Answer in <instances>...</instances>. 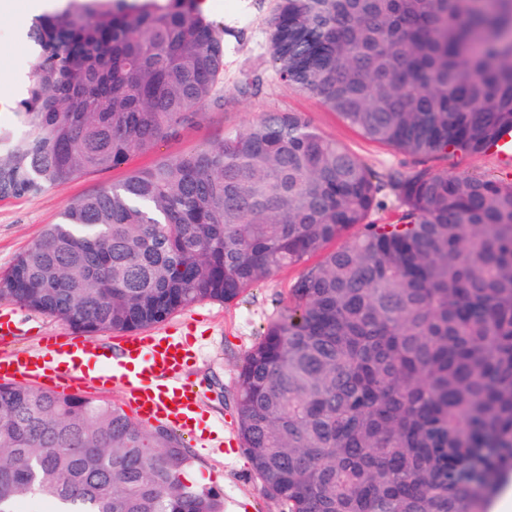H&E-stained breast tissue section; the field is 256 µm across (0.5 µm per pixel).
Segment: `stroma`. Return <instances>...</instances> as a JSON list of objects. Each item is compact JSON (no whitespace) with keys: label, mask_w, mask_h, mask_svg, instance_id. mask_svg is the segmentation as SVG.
Wrapping results in <instances>:
<instances>
[{"label":"stroma","mask_w":512,"mask_h":512,"mask_svg":"<svg viewBox=\"0 0 512 512\" xmlns=\"http://www.w3.org/2000/svg\"><path fill=\"white\" fill-rule=\"evenodd\" d=\"M273 5V0H212L206 10L207 16L226 30L225 95L234 97L238 82L245 76L258 80L256 95L236 99L235 105L225 111L204 107V116L196 127L162 141L152 153L131 154L119 167L91 172L36 195L0 199V277L74 200L119 183L131 170L156 160L218 144L225 132L242 128L265 112L303 113L326 137L346 145L379 174L431 168L512 183V173L490 153L408 156L366 140L317 98L284 84L270 58ZM35 20L27 9V0H10L9 9L0 12L1 121L9 119L11 107L25 94L23 82L29 78L36 57L28 36ZM302 271L299 265L285 268L261 281L237 302L226 305L202 301L169 317V324L186 325L193 336L198 349L192 363L193 379L207 394L205 417L217 429H237L234 403L239 367L247 352L261 340L264 328L280 315L288 302V290ZM1 306L14 311L23 329L22 335L13 338L12 347L31 349L40 337L69 330L57 318L11 300L0 298ZM187 451L193 459L184 471L188 481L223 492L224 512H287L283 502L268 494L252 473L240 442L221 450L191 443Z\"/></svg>","instance_id":"1"}]
</instances>
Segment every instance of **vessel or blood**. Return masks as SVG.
Segmentation results:
<instances>
[{"mask_svg":"<svg viewBox=\"0 0 512 512\" xmlns=\"http://www.w3.org/2000/svg\"><path fill=\"white\" fill-rule=\"evenodd\" d=\"M20 328L12 312L0 313V384L50 388L70 395L120 390L145 425H164L196 438L216 441L201 416L202 391L187 377L196 356L191 342L177 329L131 332L117 337V352L77 336L41 337L35 350L11 349Z\"/></svg>","mask_w":512,"mask_h":512,"instance_id":"b4317fda","label":"vessel or blood"}]
</instances>
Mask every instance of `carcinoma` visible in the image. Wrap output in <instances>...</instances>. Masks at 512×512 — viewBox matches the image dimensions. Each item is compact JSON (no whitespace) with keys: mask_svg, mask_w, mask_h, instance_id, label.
Wrapping results in <instances>:
<instances>
[{"mask_svg":"<svg viewBox=\"0 0 512 512\" xmlns=\"http://www.w3.org/2000/svg\"><path fill=\"white\" fill-rule=\"evenodd\" d=\"M0 124V197L38 194L225 109L224 29L199 0H71L36 20ZM271 63L376 143L482 153L512 129V0H276ZM388 183L298 112L162 158L71 203L0 296L79 333L229 304L323 253L245 356L238 436L288 512H487L512 474V184L432 169ZM357 234L332 251L327 245ZM166 427L82 395L0 386V512H224Z\"/></svg>","mask_w":512,"mask_h":512,"instance_id":"carcinoma-1","label":"carcinoma"}]
</instances>
